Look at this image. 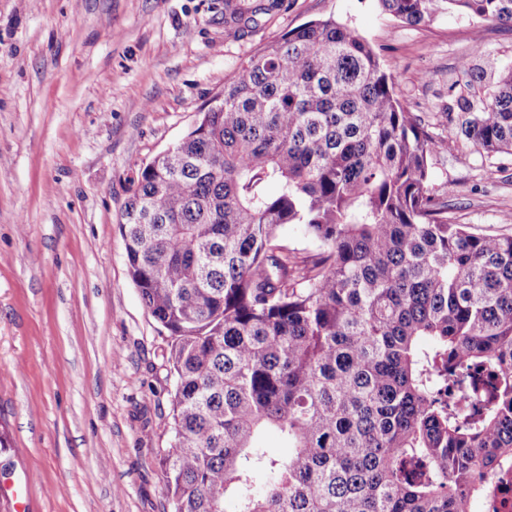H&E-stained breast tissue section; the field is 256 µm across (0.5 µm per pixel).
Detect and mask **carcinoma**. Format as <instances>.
I'll return each mask as SVG.
<instances>
[{"instance_id":"obj_1","label":"carcinoma","mask_w":512,"mask_h":512,"mask_svg":"<svg viewBox=\"0 0 512 512\" xmlns=\"http://www.w3.org/2000/svg\"><path fill=\"white\" fill-rule=\"evenodd\" d=\"M379 2L512 26V0ZM450 92L434 135L362 35L309 21L140 166L120 229L170 337L172 512H471L512 470V235L452 220L430 184L450 142L512 154V68ZM281 244L299 263L310 262L319 252V243L310 238L301 224H287L278 232Z\"/></svg>"}]
</instances>
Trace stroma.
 <instances>
[{"label": "stroma", "mask_w": 512, "mask_h": 512, "mask_svg": "<svg viewBox=\"0 0 512 512\" xmlns=\"http://www.w3.org/2000/svg\"><path fill=\"white\" fill-rule=\"evenodd\" d=\"M328 18L429 123L465 72L512 67V26L412 27L378 0H0V512H169L174 379L128 272L129 183L251 56ZM431 183L458 223L512 234V155L449 144Z\"/></svg>", "instance_id": "stroma-1"}]
</instances>
